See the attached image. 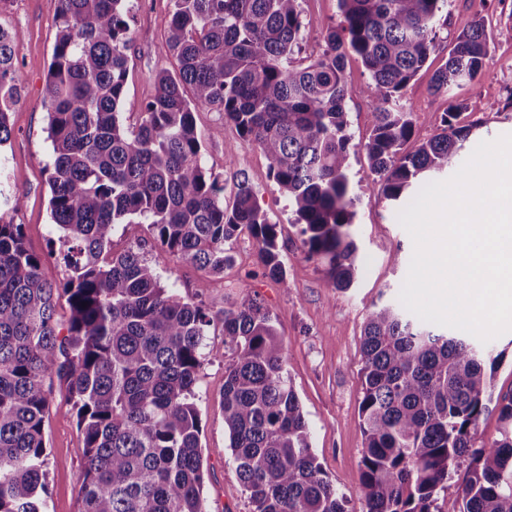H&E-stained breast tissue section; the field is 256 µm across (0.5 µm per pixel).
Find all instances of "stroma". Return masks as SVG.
<instances>
[{
	"mask_svg": "<svg viewBox=\"0 0 512 512\" xmlns=\"http://www.w3.org/2000/svg\"><path fill=\"white\" fill-rule=\"evenodd\" d=\"M303 40L297 62L317 57L325 48L324 35L339 21L336 0H299ZM130 45L125 85L124 116L136 124L140 108L155 94L154 75L174 69L165 29L170 0H127ZM482 19L494 41L486 74L479 87L462 84L451 97L438 96L429 88L433 71L448 56V45L475 19ZM512 23V0H448V12L438 27L435 49L426 67L404 89L402 102L411 112L420 136L436 133L449 100L462 101L479 93L480 111L463 114L461 123L473 125L466 153L477 145L512 134V40L499 29ZM0 26L14 35L13 52L23 87L18 105L10 114L12 137L0 149V194L22 191L20 207L0 201V224H20L27 248L44 261L46 277L63 284L70 271L60 257L59 231L50 218V189L44 166L49 159L47 139L48 99L46 75L57 34L50 0H0ZM345 80L352 143L350 178L355 197L353 233L365 265L346 291L331 288L323 264L305 258L299 227L288 202L273 181L269 160L257 147L239 142L222 113L198 109L195 124L203 136L202 166L219 177L224 201L232 203L239 177H247L258 202L277 224L279 243L287 271V285L262 276L254 241L241 233L233 244L234 261L223 274L209 276L195 267L170 258H159L151 231L144 224H119L112 247L123 251L143 248L159 260L162 282L173 293L205 302L213 310L239 293L256 294L269 310L287 347L286 369L311 431V448L326 476L347 500L349 512H363L364 491L360 461L365 437L360 427L363 366L362 333L374 305L397 301L408 273L413 243L400 225L398 209L373 188L366 157L361 149L373 123L372 106L364 93L368 73L356 56H348ZM235 151H228V144ZM500 361L492 380L493 407L482 416L475 438L486 442L497 437L500 426L497 401L512 395V332L487 344ZM233 354L224 343V327L213 321L205 330L202 366L195 392L201 420L200 444L204 471V512H252L253 506L239 479L224 430L220 403L224 368ZM48 446V497L45 512H78V486L83 466L84 443L66 403L60 382H53L49 416L45 424Z\"/></svg>",
	"mask_w": 512,
	"mask_h": 512,
	"instance_id": "stroma-1",
	"label": "stroma"
}]
</instances>
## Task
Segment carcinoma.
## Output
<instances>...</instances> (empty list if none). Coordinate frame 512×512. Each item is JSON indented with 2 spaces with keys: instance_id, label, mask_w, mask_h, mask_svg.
I'll use <instances>...</instances> for the list:
<instances>
[{
  "instance_id": "cac0c4a2",
  "label": "carcinoma",
  "mask_w": 512,
  "mask_h": 512,
  "mask_svg": "<svg viewBox=\"0 0 512 512\" xmlns=\"http://www.w3.org/2000/svg\"><path fill=\"white\" fill-rule=\"evenodd\" d=\"M166 43L177 70L155 74L136 125L121 112L128 72L126 0H51L58 36L48 67L45 166L52 223L71 274L47 280L24 226L0 224V512H45L44 436L52 371L67 382L84 443L79 512H204L201 421L193 402L205 328L218 318L233 360L224 370V429L252 512H348L312 453L310 429L285 369L287 347L256 296L212 312L168 291L139 250L112 249L116 224H146L161 254L208 275L233 261L248 231L263 275L288 287L277 225L246 176L232 203L200 163L194 112L224 113L260 148L288 198L309 259L329 284L359 271L351 235V141L344 62L360 58L374 124L362 145L373 184L395 205L454 167L472 134L458 122L479 95L448 100L440 132L419 138L403 89L435 46L448 0H337L326 49L294 62L298 0H171ZM13 34L0 26V148L20 96ZM491 39L477 19L448 45L431 91L478 87ZM415 141L414 150H406ZM66 298L68 335L56 307ZM87 306H82V303ZM366 512H512V397L497 404L499 436L475 446L499 356L471 337L387 303L362 341ZM461 495L437 505L460 460Z\"/></svg>"
}]
</instances>
